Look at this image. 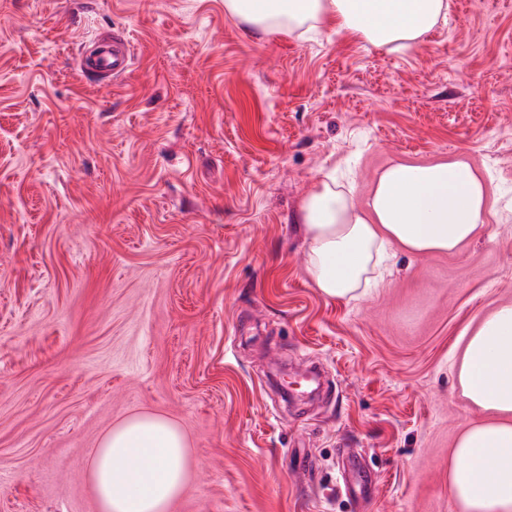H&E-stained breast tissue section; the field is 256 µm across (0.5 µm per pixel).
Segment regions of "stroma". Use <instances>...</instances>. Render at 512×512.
Here are the masks:
<instances>
[{
  "instance_id": "obj_1",
  "label": "stroma",
  "mask_w": 512,
  "mask_h": 512,
  "mask_svg": "<svg viewBox=\"0 0 512 512\" xmlns=\"http://www.w3.org/2000/svg\"><path fill=\"white\" fill-rule=\"evenodd\" d=\"M408 51L250 36L224 0H0V512H100L93 448L184 431L169 512H460L459 338L512 301V0H449ZM126 33L131 73L78 59ZM461 159L489 214L454 253L392 245L329 299L295 221L328 172ZM371 473L373 498L345 481Z\"/></svg>"
}]
</instances>
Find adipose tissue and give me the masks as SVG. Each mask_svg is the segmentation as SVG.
Instances as JSON below:
<instances>
[{"instance_id":"obj_1","label":"adipose tissue","mask_w":512,"mask_h":512,"mask_svg":"<svg viewBox=\"0 0 512 512\" xmlns=\"http://www.w3.org/2000/svg\"><path fill=\"white\" fill-rule=\"evenodd\" d=\"M226 11L267 35L319 32L328 22L382 48H408L447 17L448 0H225ZM487 217L482 179L461 161L394 163L365 206L334 177L302 200L298 221L308 271L328 298H355L383 273L387 248L454 252ZM463 396L485 414L453 449L448 485L462 512H512V303L496 305L467 336L458 363ZM190 451L159 413L118 422L89 458L87 480L101 512H168L189 486Z\"/></svg>"}]
</instances>
